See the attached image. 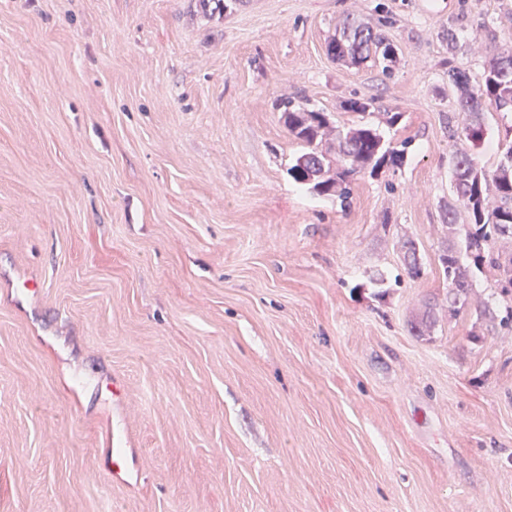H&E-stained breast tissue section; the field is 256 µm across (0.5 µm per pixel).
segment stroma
I'll list each match as a JSON object with an SVG mask.
<instances>
[{"instance_id": "obj_1", "label": "stroma", "mask_w": 512, "mask_h": 512, "mask_svg": "<svg viewBox=\"0 0 512 512\" xmlns=\"http://www.w3.org/2000/svg\"><path fill=\"white\" fill-rule=\"evenodd\" d=\"M510 48L512 0H0V512H512L498 273L439 262L448 63ZM289 100L402 164L295 182ZM328 52L333 58L349 60L357 65L372 56L382 65V72L390 74L396 63V46L381 31L374 32L369 24L346 18L339 36L328 43Z\"/></svg>"}]
</instances>
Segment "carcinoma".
Here are the masks:
<instances>
[{"label":"carcinoma","mask_w":512,"mask_h":512,"mask_svg":"<svg viewBox=\"0 0 512 512\" xmlns=\"http://www.w3.org/2000/svg\"><path fill=\"white\" fill-rule=\"evenodd\" d=\"M328 52L354 65L373 57L382 65V72L389 74L396 63L397 48L372 26L347 18L339 36L328 43ZM448 83L459 92L457 136L461 141V147L452 155V193L462 201L467 213V222L459 224L457 210L448 206V228L454 231L458 242L448 245L440 256L450 286L448 303L455 306L467 300L471 288L461 261L463 255L477 265L487 262L497 267L505 292L512 291V254L504 256L494 251L497 242L512 240V140L501 143V158L491 172L479 166L475 152L483 136L484 108L512 112V53L492 57L475 85L465 69L450 63ZM284 116L289 133L303 146L288 173L319 195H336L344 201L350 196L354 176L403 161V154L384 148L377 130L351 127L336 133V154L343 165L334 168L329 149L323 147L333 132L326 113L290 108ZM404 261L410 277L423 274L414 246H409Z\"/></svg>","instance_id":"1"}]
</instances>
